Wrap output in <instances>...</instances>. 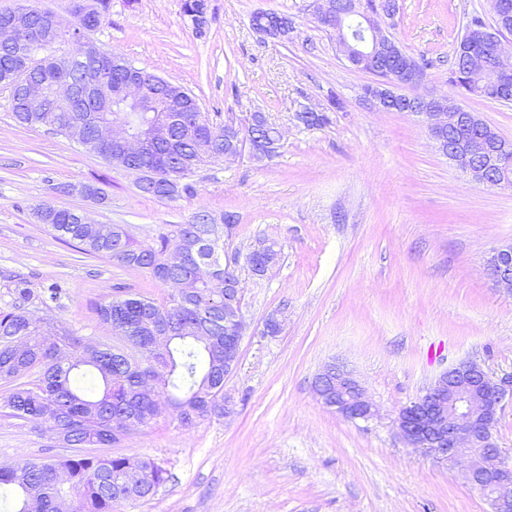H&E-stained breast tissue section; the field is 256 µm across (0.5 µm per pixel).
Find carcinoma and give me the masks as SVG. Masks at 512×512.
<instances>
[{
  "label": "carcinoma",
  "instance_id": "obj_1",
  "mask_svg": "<svg viewBox=\"0 0 512 512\" xmlns=\"http://www.w3.org/2000/svg\"><path fill=\"white\" fill-rule=\"evenodd\" d=\"M109 0H76L71 20L63 22L45 6H29L18 20L17 37L38 33L43 56H24L17 46H0V84L12 89V101L21 95V83L39 76L48 89L59 82H78L82 70L96 65L92 58L78 69L65 56L49 53L64 37H91L100 27ZM485 23L474 20L456 48L450 82L460 87L456 73L461 49L494 56V45L484 35ZM174 135L153 145L145 165L160 171L166 192L145 183L137 187L147 198L175 199L194 194L190 177L201 165L224 160L229 133L224 123L206 112L192 111L185 102ZM16 121L27 127L55 130L72 121L83 123L92 136L99 125L117 119L112 110L81 112L72 104H58L48 112L12 106ZM108 163L126 167L136 158L112 154V142L99 146ZM39 221L49 225L55 238L83 245L89 254H104L121 264L146 271L170 288L162 301L128 293L96 305L99 321L116 336L141 344L140 360L129 364L117 347L89 344L73 332L45 331L24 304L31 298L27 281L16 282L18 305L0 312V381L10 385L0 401L9 417L48 424L59 440L79 452L47 460L20 458L0 467V499L12 512H27L36 499L40 512H114L118 504L151 499L168 480L167 471L143 456L87 453V448H110L116 443L114 425L124 417L148 427L169 414L190 428L212 416H224V225L202 212L187 224H174L151 244L134 241L122 224L82 223L77 213L43 203L36 208ZM216 242L214 261L221 271L216 279L197 275L205 259L197 256L200 237ZM184 248L189 261L172 267L171 254ZM152 379L160 390L144 398L137 386Z\"/></svg>",
  "mask_w": 512,
  "mask_h": 512
}]
</instances>
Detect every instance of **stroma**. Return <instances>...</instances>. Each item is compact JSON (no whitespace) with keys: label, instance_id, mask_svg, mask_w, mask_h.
Wrapping results in <instances>:
<instances>
[{"label":"stroma","instance_id":"stroma-1","mask_svg":"<svg viewBox=\"0 0 512 512\" xmlns=\"http://www.w3.org/2000/svg\"><path fill=\"white\" fill-rule=\"evenodd\" d=\"M399 5L390 32L429 61L425 89L460 98L512 138V104L459 97L450 83L453 48L473 19L492 23L491 0ZM265 10L288 14L293 37L257 34L250 17ZM209 13L201 37L181 0H110L94 38L224 121L263 112L285 132L277 155L202 166L195 195L148 199L135 174L46 128L20 126L0 86V311L15 302L18 273L35 317L112 346L94 303L123 289L168 293L143 270L54 238L34 216L39 204L127 225L142 244L202 211L231 215L224 256L237 261L245 322L224 383L235 410L190 428L163 418L113 444L111 455L150 457L170 475L153 498L119 512H491L456 466L407 447L392 419L461 361L512 374V294L485 271L491 250L512 242V189L461 173L415 115L365 101L373 75L346 65L311 0H210ZM332 94L341 108L328 109ZM304 104L324 109L325 124H301ZM85 185L102 199L83 195ZM264 240L277 243L280 260L258 278L245 258ZM55 283L63 294L53 301ZM274 313L281 329L271 336L264 323ZM333 363L354 371L378 419L350 421L317 401L312 382ZM64 453L49 427L0 415V463Z\"/></svg>","mask_w":512,"mask_h":512}]
</instances>
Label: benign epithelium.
Masks as SVG:
<instances>
[{
	"label": "benign epithelium",
	"instance_id": "1",
	"mask_svg": "<svg viewBox=\"0 0 512 512\" xmlns=\"http://www.w3.org/2000/svg\"><path fill=\"white\" fill-rule=\"evenodd\" d=\"M318 23L336 34L342 58L356 70V54L350 40L362 43L370 53L383 52L403 59L400 84L415 87L422 84L424 74L418 72L410 58L389 35L390 26L399 7L397 0H376L375 9L366 8L364 0H313ZM495 27L491 38L496 48L493 59L471 54L466 72L485 73L492 79L488 91L500 95L507 87V76L500 75L499 61L512 58L507 46L509 29L505 22L512 14V0H493ZM251 17L252 28L263 37L282 41L294 32L291 24L272 27ZM77 55L105 61L110 51L93 41H77ZM105 66L85 74L84 94L94 102L105 95L102 79ZM124 102L136 109L152 108L160 96L148 85L130 80L120 86ZM393 96L392 86L385 79L364 88V98L381 111H388ZM46 98L42 84L26 83V101L30 109L42 108ZM426 128L436 151L447 157L462 173L492 188H512V169L506 165L512 156V138L500 135L474 112H450L445 96L430 94L424 110L416 113ZM169 124L149 123L135 133H126L121 140L112 138V148L125 154H143L150 144L168 136ZM271 148V142L250 139L224 148V162L230 163L247 154L260 160ZM486 273L494 285L512 293V243L491 251ZM240 278H224V376L236 368L244 335L241 312ZM313 389L324 407L351 420L368 421L379 415V409L366 395L354 373L341 364H333L315 377ZM512 400V376L494 379L475 361H462L444 371L424 392L400 408L395 426L399 435L413 448H420L434 459L461 467L472 488L492 500L493 512H512V465L494 441L493 431L504 410L505 401Z\"/></svg>",
	"mask_w": 512,
	"mask_h": 512
}]
</instances>
